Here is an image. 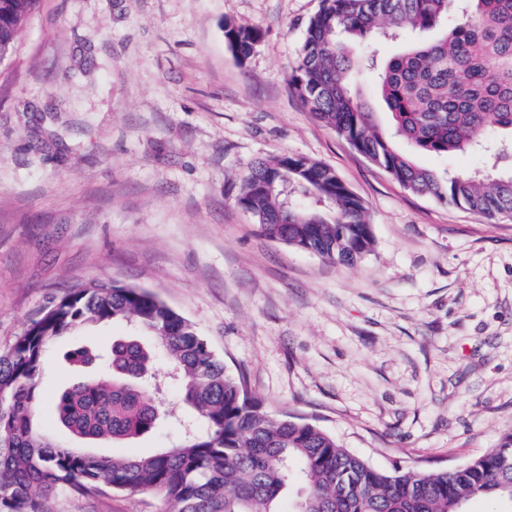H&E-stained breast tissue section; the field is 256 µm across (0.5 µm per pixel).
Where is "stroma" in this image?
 I'll use <instances>...</instances> for the list:
<instances>
[{
	"label": "stroma",
	"instance_id": "35a3bbf8",
	"mask_svg": "<svg viewBox=\"0 0 512 512\" xmlns=\"http://www.w3.org/2000/svg\"><path fill=\"white\" fill-rule=\"evenodd\" d=\"M320 0H40L0 64V352L91 281L147 289L245 374L272 417L303 419L380 470L457 469L512 434V214L489 223L413 193L316 121L288 86ZM261 38L238 62L225 21ZM331 167L374 247L340 264L259 234L234 197L255 160ZM59 338L42 427L80 379ZM53 512H166L140 491Z\"/></svg>",
	"mask_w": 512,
	"mask_h": 512
}]
</instances>
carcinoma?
Masks as SVG:
<instances>
[{
    "label": "carcinoma",
    "instance_id": "cac0c4a2",
    "mask_svg": "<svg viewBox=\"0 0 512 512\" xmlns=\"http://www.w3.org/2000/svg\"><path fill=\"white\" fill-rule=\"evenodd\" d=\"M39 0H0V62L13 52ZM434 31L432 39L417 34ZM239 62L260 38L224 25ZM403 50L379 59L373 38ZM374 84L381 125L358 76ZM288 85L313 117L413 193L494 219L512 212V0H321ZM482 152L487 170L439 175L416 157ZM261 234L351 264L372 250L364 202L326 165L300 155L261 158L235 199ZM136 327L102 353L77 347L73 366H97L55 397L54 414L79 440L122 443L160 426L156 350L170 360L190 420L202 428L144 456L59 448L38 429L40 384L54 341L87 323ZM151 337L152 344L141 340ZM461 512L473 498L512 503V434L460 469L386 472L341 448L315 425L267 415L245 377L226 372L191 321L144 288L90 282L44 309L0 353V512H48L63 495L150 490L175 512Z\"/></svg>",
    "mask_w": 512,
    "mask_h": 512
}]
</instances>
